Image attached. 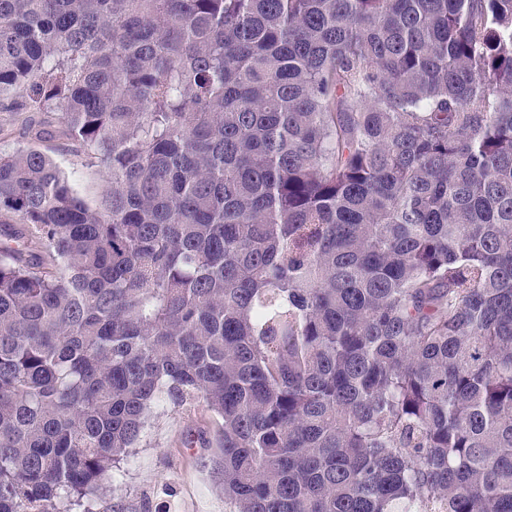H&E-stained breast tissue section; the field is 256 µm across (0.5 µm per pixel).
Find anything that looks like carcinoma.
I'll use <instances>...</instances> for the list:
<instances>
[{
  "instance_id": "1",
  "label": "carcinoma",
  "mask_w": 512,
  "mask_h": 512,
  "mask_svg": "<svg viewBox=\"0 0 512 512\" xmlns=\"http://www.w3.org/2000/svg\"><path fill=\"white\" fill-rule=\"evenodd\" d=\"M0 512L153 406L228 512H512V0H0ZM15 113L0 112V146L2 145L3 148L27 145L28 139L25 136L26 119L51 125V128L56 130L59 127L56 116H47L36 112H25L23 115ZM40 148L48 152L65 171L71 174L75 188L90 204L100 199L105 182L98 167L87 165L82 156H78L62 136L40 144Z\"/></svg>"
}]
</instances>
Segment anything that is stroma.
<instances>
[{
	"label": "stroma",
	"mask_w": 512,
	"mask_h": 512,
	"mask_svg": "<svg viewBox=\"0 0 512 512\" xmlns=\"http://www.w3.org/2000/svg\"><path fill=\"white\" fill-rule=\"evenodd\" d=\"M71 174L76 189L97 203L105 182L63 137L43 142ZM219 420L202 400L184 406L160 402L130 454L112 470L111 495L92 502V512H225Z\"/></svg>",
	"instance_id": "obj_1"
}]
</instances>
